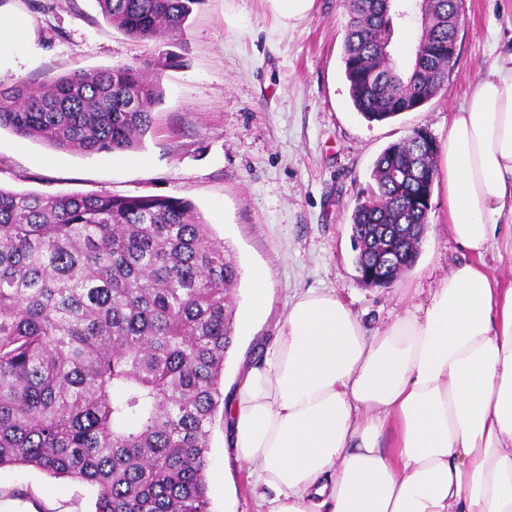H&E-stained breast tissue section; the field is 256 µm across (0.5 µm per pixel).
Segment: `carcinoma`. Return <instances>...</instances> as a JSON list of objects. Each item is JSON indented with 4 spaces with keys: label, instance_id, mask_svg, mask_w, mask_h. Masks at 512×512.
<instances>
[{
    "label": "carcinoma",
    "instance_id": "1",
    "mask_svg": "<svg viewBox=\"0 0 512 512\" xmlns=\"http://www.w3.org/2000/svg\"><path fill=\"white\" fill-rule=\"evenodd\" d=\"M204 2L97 0L148 50L182 38ZM344 6V75L365 120L393 119L444 89L461 0L414 5L421 34L406 61L391 47L408 5ZM161 100L159 79L137 64L38 87L0 81V129L56 149L126 153L141 147ZM438 151L429 134L390 144L353 209L355 267L383 287L419 258ZM239 278L187 199L0 188V468L88 484L93 512H209L210 427L224 403Z\"/></svg>",
    "mask_w": 512,
    "mask_h": 512
}]
</instances>
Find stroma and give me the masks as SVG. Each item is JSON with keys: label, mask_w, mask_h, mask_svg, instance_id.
Returning <instances> with one entry per match:
<instances>
[{"label": "stroma", "mask_w": 512, "mask_h": 512, "mask_svg": "<svg viewBox=\"0 0 512 512\" xmlns=\"http://www.w3.org/2000/svg\"><path fill=\"white\" fill-rule=\"evenodd\" d=\"M455 71L421 109L386 122L353 107L344 76L348 16L341 0H315L287 22L268 0H205L175 44L180 66L160 73L163 97L141 149L124 154L63 151L0 130V188L45 196H173L190 200L214 238L235 255L234 344L220 388L231 394L244 363L276 332L294 296L336 291L369 328H382L407 288L428 290L460 261L445 228L448 201L435 184L415 266L387 287L357 279L350 217L366 195L377 156L415 128L448 135L485 68L512 48V0H462ZM29 20L25 45L0 65V81L37 86L75 70H104L150 58L112 26L97 0H0V16ZM147 165H140V158ZM267 275L268 313L250 314L249 269ZM223 412L210 431L211 512H255L250 467L224 460ZM94 492L31 467L0 469V504L13 512H92Z\"/></svg>", "instance_id": "stroma-1"}]
</instances>
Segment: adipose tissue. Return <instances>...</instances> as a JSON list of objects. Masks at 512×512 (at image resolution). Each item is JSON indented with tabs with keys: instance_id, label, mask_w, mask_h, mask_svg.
<instances>
[{
	"instance_id": "adipose-tissue-1",
	"label": "adipose tissue",
	"mask_w": 512,
	"mask_h": 512,
	"mask_svg": "<svg viewBox=\"0 0 512 512\" xmlns=\"http://www.w3.org/2000/svg\"><path fill=\"white\" fill-rule=\"evenodd\" d=\"M437 177L462 260L369 330L336 293L295 296L224 406V455L259 512H512V50L453 113ZM390 446H383L385 433Z\"/></svg>"
}]
</instances>
